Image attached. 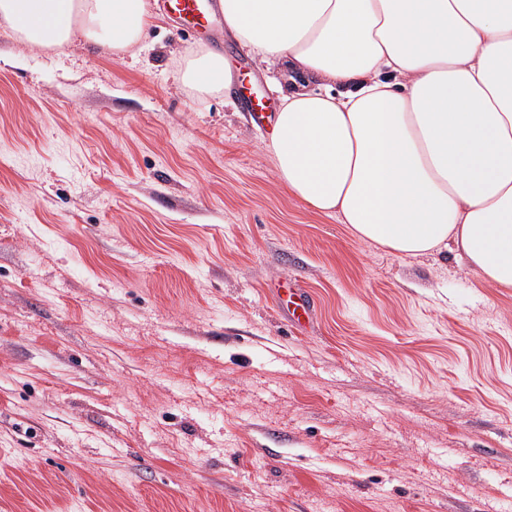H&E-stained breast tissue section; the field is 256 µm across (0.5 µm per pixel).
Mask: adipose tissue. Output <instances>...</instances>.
Here are the masks:
<instances>
[{
	"label": "adipose tissue",
	"instance_id": "obj_1",
	"mask_svg": "<svg viewBox=\"0 0 512 512\" xmlns=\"http://www.w3.org/2000/svg\"><path fill=\"white\" fill-rule=\"evenodd\" d=\"M224 26L269 68L321 86L279 93L269 147L281 183L360 241L402 257L448 250L512 288V0H220ZM150 0H0L32 48L82 40L120 55ZM179 82L220 92L222 53L183 57Z\"/></svg>",
	"mask_w": 512,
	"mask_h": 512
}]
</instances>
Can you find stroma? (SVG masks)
<instances>
[{
  "label": "stroma",
  "instance_id": "35a3bbf8",
  "mask_svg": "<svg viewBox=\"0 0 512 512\" xmlns=\"http://www.w3.org/2000/svg\"><path fill=\"white\" fill-rule=\"evenodd\" d=\"M210 45L0 25V512H507L512 288L294 198ZM177 76L183 86L206 94L219 93L230 77L224 55L213 49H202L184 56ZM283 292V294H282ZM285 295L286 298H283ZM282 316L292 326L310 322L314 316V302L305 288H283L277 290Z\"/></svg>",
  "mask_w": 512,
  "mask_h": 512
}]
</instances>
